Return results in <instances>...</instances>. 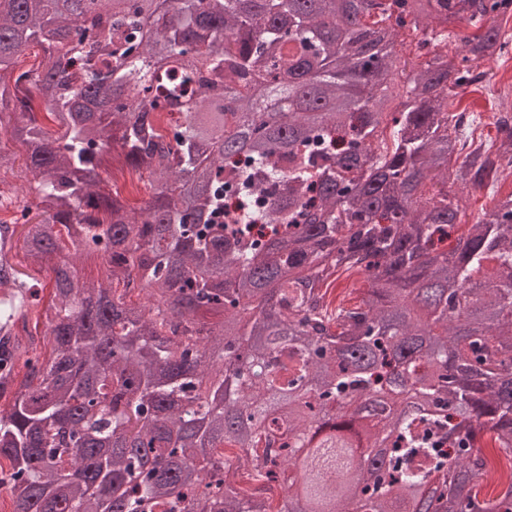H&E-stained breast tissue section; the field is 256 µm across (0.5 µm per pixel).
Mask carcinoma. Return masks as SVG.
I'll use <instances>...</instances> for the list:
<instances>
[{"label":"carcinoma","instance_id":"carcinoma-1","mask_svg":"<svg viewBox=\"0 0 512 512\" xmlns=\"http://www.w3.org/2000/svg\"><path fill=\"white\" fill-rule=\"evenodd\" d=\"M169 2L0 0L21 146L0 170L34 194L22 230L0 220L14 512H268L274 485L280 512H346L352 489L356 512H512V477L479 484L482 442L512 463V192L463 232L448 190L512 170L509 118L493 156L450 103L512 46V0ZM109 155L150 180L137 214L117 180L96 190ZM231 193L248 209L228 224ZM90 252L96 280L67 260ZM353 270L360 302L332 305ZM405 395L433 411L400 414Z\"/></svg>","mask_w":512,"mask_h":512}]
</instances>
